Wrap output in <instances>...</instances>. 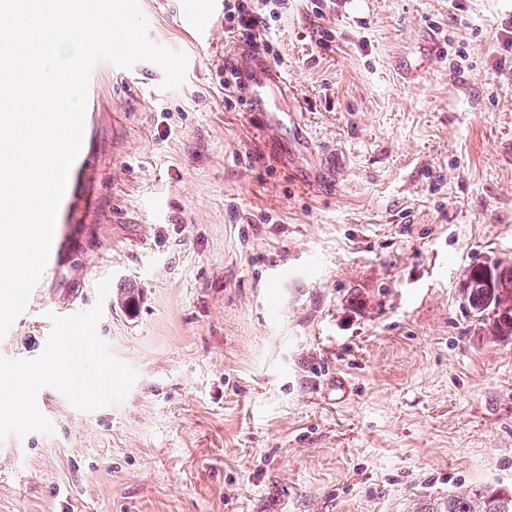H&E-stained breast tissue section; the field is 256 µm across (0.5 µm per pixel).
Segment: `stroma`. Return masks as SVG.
<instances>
[{"mask_svg": "<svg viewBox=\"0 0 512 512\" xmlns=\"http://www.w3.org/2000/svg\"><path fill=\"white\" fill-rule=\"evenodd\" d=\"M150 61L88 88L94 198L0 337L33 359L46 312L101 305L138 378L93 411L55 388L53 433L0 442V512H419L512 490V338L464 299L512 261V0H288L267 31L282 112L224 89L251 57L224 0H139ZM140 292L128 311L98 300Z\"/></svg>", "mask_w": 512, "mask_h": 512, "instance_id": "35a3bbf8", "label": "stroma"}]
</instances>
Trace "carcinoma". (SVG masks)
I'll return each mask as SVG.
<instances>
[{
	"instance_id": "1",
	"label": "carcinoma",
	"mask_w": 512,
	"mask_h": 512,
	"mask_svg": "<svg viewBox=\"0 0 512 512\" xmlns=\"http://www.w3.org/2000/svg\"><path fill=\"white\" fill-rule=\"evenodd\" d=\"M464 296L490 335L512 336V265L473 264L465 276ZM426 512H512V492L485 487L465 495H448Z\"/></svg>"
}]
</instances>
